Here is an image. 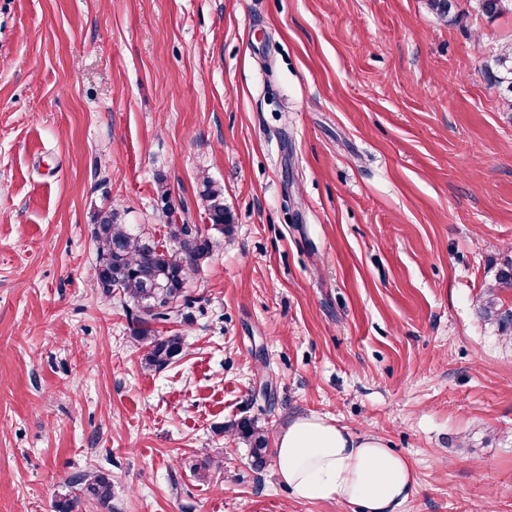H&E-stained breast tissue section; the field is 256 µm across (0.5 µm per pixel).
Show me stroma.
I'll use <instances>...</instances> for the list:
<instances>
[{"instance_id": "35a3bbf8", "label": "stroma", "mask_w": 512, "mask_h": 512, "mask_svg": "<svg viewBox=\"0 0 512 512\" xmlns=\"http://www.w3.org/2000/svg\"><path fill=\"white\" fill-rule=\"evenodd\" d=\"M455 4L0 0V512L81 471L113 497L76 512H352L231 429L309 412L411 462L400 512H512V335L480 314L512 259V13ZM206 177L233 230L148 369L93 215L206 227ZM492 61L496 70V83L512 94V43L494 52Z\"/></svg>"}]
</instances>
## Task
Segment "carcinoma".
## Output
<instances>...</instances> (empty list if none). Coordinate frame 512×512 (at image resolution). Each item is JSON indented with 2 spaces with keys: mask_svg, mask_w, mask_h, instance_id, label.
<instances>
[{
  "mask_svg": "<svg viewBox=\"0 0 512 512\" xmlns=\"http://www.w3.org/2000/svg\"><path fill=\"white\" fill-rule=\"evenodd\" d=\"M478 8L486 15L496 16L512 11V0H478ZM496 83L512 94V44L492 55ZM199 197L204 203L212 229L227 233L231 217L224 208V189L210 179L201 184ZM168 244L147 233L122 224L112 209L100 210L94 217L93 237L97 245L96 282L107 285L103 293L120 295L132 311L137 328L133 336L145 348V361L158 368L171 364L184 350V338L179 333L161 336L151 325L181 315L182 305L188 304L185 284L212 253L211 237L199 232L195 224L167 225ZM512 287V262L499 269L496 284L488 291L481 307L487 320L495 321L503 330L512 331V311L503 309L498 291ZM239 435L252 443L256 465L265 461L268 440L254 423L243 420L236 424ZM68 485L78 494L58 498L55 512H75L81 499L106 508L112 498V481L100 472H78Z\"/></svg>",
  "mask_w": 512,
  "mask_h": 512,
  "instance_id": "cac0c4a2",
  "label": "carcinoma"
}]
</instances>
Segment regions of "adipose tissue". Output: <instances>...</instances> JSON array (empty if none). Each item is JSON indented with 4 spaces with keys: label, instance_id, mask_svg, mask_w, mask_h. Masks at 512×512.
<instances>
[{
    "label": "adipose tissue",
    "instance_id": "adipose-tissue-1",
    "mask_svg": "<svg viewBox=\"0 0 512 512\" xmlns=\"http://www.w3.org/2000/svg\"><path fill=\"white\" fill-rule=\"evenodd\" d=\"M278 480L294 498L340 500L359 512H398L415 488L411 463L380 437L353 434L315 414L296 417L274 438Z\"/></svg>",
    "mask_w": 512,
    "mask_h": 512
}]
</instances>
